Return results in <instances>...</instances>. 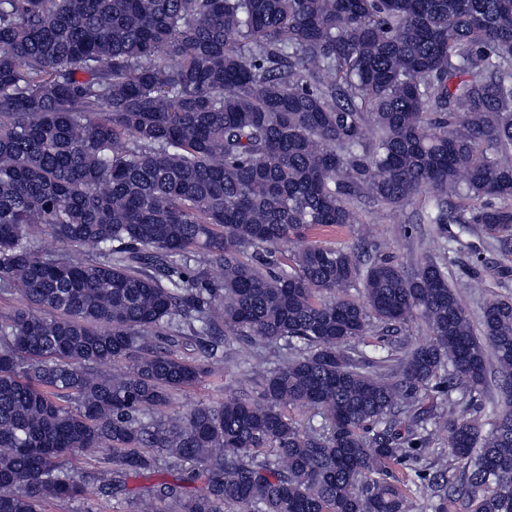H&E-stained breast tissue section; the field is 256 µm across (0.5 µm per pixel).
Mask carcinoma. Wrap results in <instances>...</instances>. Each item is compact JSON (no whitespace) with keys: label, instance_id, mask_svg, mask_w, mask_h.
<instances>
[{"label":"carcinoma","instance_id":"carcinoma-1","mask_svg":"<svg viewBox=\"0 0 512 512\" xmlns=\"http://www.w3.org/2000/svg\"><path fill=\"white\" fill-rule=\"evenodd\" d=\"M413 204L409 270L311 240ZM475 232L512 254V0H0V512L116 496L150 448L202 486L133 512H419L396 469L440 433L431 512H512V298L448 280ZM238 341L288 354L166 416ZM71 465L82 472H92L100 467L112 468V449L102 448L94 457L77 455L71 460Z\"/></svg>","mask_w":512,"mask_h":512}]
</instances>
